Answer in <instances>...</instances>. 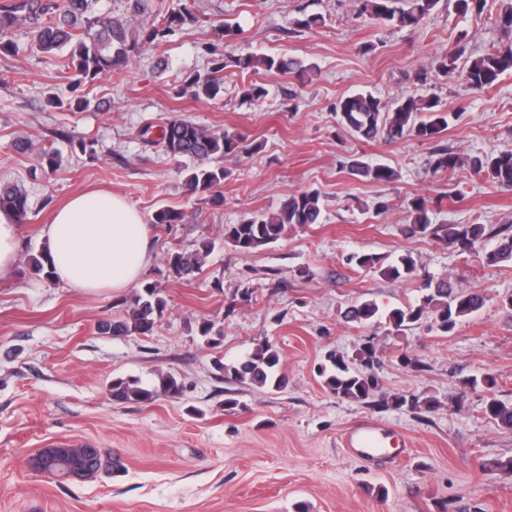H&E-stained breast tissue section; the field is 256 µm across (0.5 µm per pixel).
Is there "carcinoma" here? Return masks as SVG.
<instances>
[{
	"label": "carcinoma",
	"mask_w": 512,
	"mask_h": 512,
	"mask_svg": "<svg viewBox=\"0 0 512 512\" xmlns=\"http://www.w3.org/2000/svg\"><path fill=\"white\" fill-rule=\"evenodd\" d=\"M97 0H56L52 4L36 5L34 0H12L0 5V49L13 45L12 36L22 28H28L33 43L45 53L67 52V67L82 79H101L126 66L129 55L135 51L139 39L147 42L160 40L172 31L173 26L192 17L187 8L172 11L161 17L144 15L143 0H128L125 19L113 18L96 12ZM437 0H359L360 12L384 24L401 28H415L436 6ZM435 67L442 72L461 69L468 87L483 91L493 86L501 75L512 71V43L493 47L478 57L465 55V47L455 46L450 55L436 61ZM240 71L263 69L268 72L293 75L302 80L310 76L316 66L287 55L258 56L252 53L237 56L222 55L211 61L205 73H197L184 81L183 88L196 98H216L224 89V70ZM338 125L352 136L365 141L394 144L413 136L420 139H436L448 129V113L439 109L438 100L422 95H408L395 100L391 108L370 92H357L341 98L335 107ZM149 144L159 148L164 155L175 160L198 163L185 167L186 186L192 193L211 192L228 177L221 165L224 155L239 148V138L224 133H212L201 125L183 118H170L162 126L161 135ZM469 163L473 170L483 173L503 191H512V150L490 151L462 159L448 147L436 149L429 161L433 171H451ZM57 154L41 149L37 171L55 170ZM352 176H359L376 183H391L396 179L395 170L381 163H371L355 158L342 164ZM320 196L315 190L300 191L281 205L272 216L246 217L236 224L224 227V239L242 253H250L260 247L277 242L296 227L320 223ZM9 209L19 216H26L27 194L17 186H0V209ZM431 202L417 198L409 207L404 233L408 237L435 236L442 242L470 250L485 237L483 224H432ZM214 242L204 237L197 241L192 252L175 251L168 254V265L175 277L190 281L203 271V260L214 249ZM490 265L512 262V233L502 237L496 248L486 256ZM347 262L362 269L374 270L388 278H400L415 270L414 260L405 255L397 261L384 264L382 258L369 254L352 253ZM427 290L420 301L406 308L394 309L388 315V325L396 332L412 325L426 327L442 335L452 332L457 324L480 311L489 300L483 290H463L445 281L424 284ZM167 302L157 286L150 284L136 293L130 301L126 315L98 323L102 334L113 336H148L152 334L163 316ZM380 308L374 302H361L349 306L345 318L357 324L371 322L379 315ZM199 336L207 344L217 347L223 338L222 329L209 321L199 323ZM376 349L367 342L359 350L357 358L349 361L342 355L331 353L328 364L319 367L318 374L330 393L338 398L365 401L378 385L373 372ZM218 371L229 375L241 384L281 388L287 377L277 372L279 354L276 348L265 342L254 348L234 365L215 360ZM183 386L172 374L158 376V389H147L138 382L121 377L112 380V399L125 403L136 401L149 403L162 392L177 397ZM487 415L503 428L512 429V405L495 397L486 402ZM82 467L93 476L99 472L110 473L114 469L112 455L95 449L81 460Z\"/></svg>",
	"instance_id": "1"
}]
</instances>
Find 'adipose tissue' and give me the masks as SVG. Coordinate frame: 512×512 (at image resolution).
I'll list each match as a JSON object with an SVG mask.
<instances>
[{
  "instance_id": "obj_1",
  "label": "adipose tissue",
  "mask_w": 512,
  "mask_h": 512,
  "mask_svg": "<svg viewBox=\"0 0 512 512\" xmlns=\"http://www.w3.org/2000/svg\"><path fill=\"white\" fill-rule=\"evenodd\" d=\"M16 215L0 210V281L19 257ZM54 279L85 295L120 294L137 284L153 259L149 227L119 194L94 190L72 197L41 231Z\"/></svg>"
}]
</instances>
